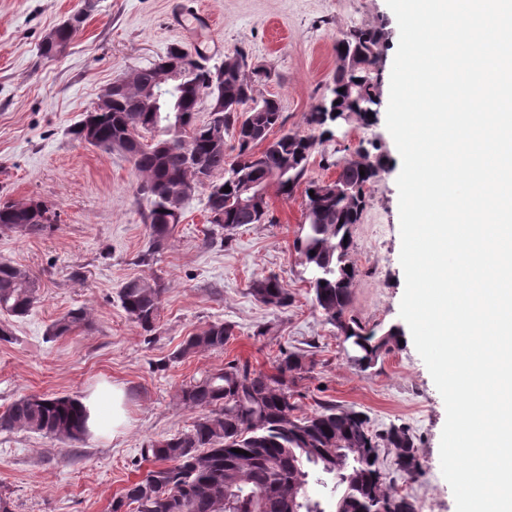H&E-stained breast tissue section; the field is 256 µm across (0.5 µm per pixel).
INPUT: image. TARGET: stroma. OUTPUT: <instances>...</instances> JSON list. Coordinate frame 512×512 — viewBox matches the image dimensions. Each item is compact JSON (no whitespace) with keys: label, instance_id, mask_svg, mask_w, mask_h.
<instances>
[{"label":"stroma","instance_id":"35a3bbf8","mask_svg":"<svg viewBox=\"0 0 512 512\" xmlns=\"http://www.w3.org/2000/svg\"><path fill=\"white\" fill-rule=\"evenodd\" d=\"M82 6L83 0H0V202L34 197L58 214L38 237L0 232V261L40 280L38 303L14 320L13 342L0 343V408L29 393L83 398L109 383L123 388L129 423L120 435L107 430L70 445L0 432V497L12 512H111L122 489L153 469L143 448L195 419L176 399L183 384L233 359L270 373L281 350L299 349L309 367L292 386L300 415L331 402L363 411L376 431L407 426L421 472L413 480L395 476L392 491L418 499L423 512H456L440 468L444 402L399 314L401 159L385 112L370 126L351 120L338 139L319 147L306 173L320 183L335 180L338 164L361 145L378 146L387 159L351 229L349 260L358 275L349 313L377 335L394 327L401 338L368 368L354 361L312 302L293 246L304 221L303 189L288 197L269 184L271 221L243 225L225 244L210 243L204 196L195 194L157 262L144 266L137 257L149 237L132 164L70 134L108 83L176 43L216 62L244 50L250 66L271 73L256 84V97L277 99L286 130L306 134L307 117L336 73L337 39L353 27L379 26L388 44L379 63L380 101L388 103L399 29L386 0H97L66 54L41 58L45 36ZM189 7L200 31L180 21ZM268 276L292 293L287 309L251 295L250 282ZM134 277L158 278L165 288L155 332H143L120 304L121 285ZM75 306L88 309L91 329L47 340V327ZM217 321L235 326L224 351L170 361L187 336ZM262 325L267 335H258Z\"/></svg>","mask_w":512,"mask_h":512}]
</instances>
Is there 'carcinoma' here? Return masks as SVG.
Segmentation results:
<instances>
[{
    "instance_id": "cac0c4a2",
    "label": "carcinoma",
    "mask_w": 512,
    "mask_h": 512,
    "mask_svg": "<svg viewBox=\"0 0 512 512\" xmlns=\"http://www.w3.org/2000/svg\"><path fill=\"white\" fill-rule=\"evenodd\" d=\"M86 15H73L55 28L54 39L43 41L40 54L54 56L55 44L69 42ZM346 50H340V47ZM384 40L378 27H354L336 41L339 66L325 107H315L307 123L320 135L302 136L284 131L273 140L268 135L283 128L282 106L274 98L254 96L253 77H271L267 71L247 67L226 69L209 66L207 59L192 55L179 45L168 48L165 58L178 63L179 79L172 85L158 81L157 65L141 67L132 83L157 93L160 105L146 107L137 94L126 89L114 93L112 111L88 112L72 129L74 139L126 155L136 171L137 193L145 201L141 216L149 229V246L140 257L147 265L168 245L181 222L182 211L172 210V199L191 187L205 192V210L211 235L232 239L245 224L269 219V210L252 213L237 205L239 177L262 189L275 182L278 191L290 195L302 183L307 165L322 137L330 134L331 114L340 122L358 118L369 126L379 102L378 63ZM224 99V111L197 121L203 97ZM253 103L255 119L242 118L238 107ZM232 133L237 154L228 160L213 145L217 133ZM150 142H145V135ZM337 178L342 192L321 191L311 182L305 191L304 223L294 241L301 265L311 272L313 303L340 335L355 342L362 354L359 364L369 366L380 350L396 336L389 331L376 338L357 319L349 316L350 288L356 268H347L353 242L351 227L359 223L365 207L364 187L383 167V158L357 149ZM365 175H360V171ZM220 180H213L215 174ZM231 191H224V187ZM57 213L35 199L0 204V230L22 237L49 231ZM164 288L155 278L125 282L119 300L130 320L144 332L154 330ZM250 293L261 303L285 309L292 295L275 277L252 281ZM39 286L30 274L0 261V314L24 317L37 303ZM92 320L84 307L69 309L49 325L47 339L89 329ZM235 336V325L212 322L194 333L171 354L180 361L198 351L224 350ZM309 372L304 356L281 353L276 372L251 369L237 359L205 372L179 390L186 408L199 412L190 428L152 442L143 449L158 462L139 480L128 484L112 501V512H326L309 496L305 465L320 469L338 490V512H421L408 495L387 492V475L379 467V448L393 450L396 470L414 479L420 464L409 430L392 426L383 433L370 429L362 412L323 403L310 416L297 415L298 404L288 378ZM87 409L74 396L24 394L0 412V432L24 430L72 444L87 435ZM247 454L232 452V449Z\"/></svg>"
}]
</instances>
